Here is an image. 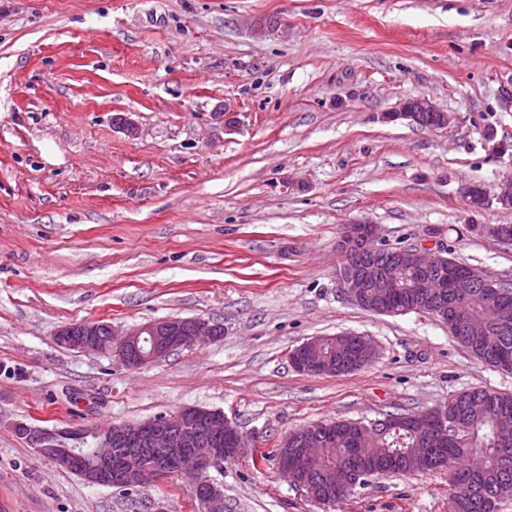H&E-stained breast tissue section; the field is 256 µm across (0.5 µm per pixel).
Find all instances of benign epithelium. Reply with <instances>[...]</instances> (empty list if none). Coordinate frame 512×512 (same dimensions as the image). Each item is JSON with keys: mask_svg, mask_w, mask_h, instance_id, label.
<instances>
[{"mask_svg": "<svg viewBox=\"0 0 512 512\" xmlns=\"http://www.w3.org/2000/svg\"><path fill=\"white\" fill-rule=\"evenodd\" d=\"M429 112L434 116L431 127L444 128L452 121L451 114L439 109L427 97L418 96L405 100L397 112H389L386 119L390 122L397 120H416V113ZM496 202L503 208H512V178H504L495 195ZM364 250L384 247V240L378 236L377 226L366 221H358L350 226L338 243L342 255H348L353 248ZM448 253V246L444 244L433 248L418 245L400 246L395 250L400 262L414 266L418 276L412 287L420 289V293L431 295L435 291H442L452 285L454 287L464 282V279L455 271H450L451 279L442 278L432 280L427 277L429 269L439 264L443 255ZM340 282L347 295L356 303H363L358 288L357 279L346 271L340 272ZM166 336L168 341L161 344L152 343L141 352L139 343L148 338ZM214 324L201 317L193 318H166L147 324L135 326L119 334L108 325L106 335H101L99 323L89 321L81 324L79 335H74L71 325H65L56 334V341L64 348L77 349L83 352L106 353L130 369L142 365L159 362L169 356L171 346L177 344L183 348L214 342ZM203 409L199 407H185L173 416L166 419V425L161 426L156 421H143L138 423L114 424L102 433L94 435V448L96 457L101 466L86 471L82 477L90 484H105L109 481V472L106 464L112 458V446L121 440L135 444L131 453L137 459H146V467L133 465L126 470L124 482L129 487L142 488L156 481L158 475L174 468L181 475L193 482L196 490L203 486L211 488L204 493L208 512H224V497L214 490V482L210 477V470L220 469L227 460L235 459L243 454L245 443L238 438L234 448H206L192 431V425L200 416ZM33 437L32 445L37 452L48 458L61 468L71 465L72 457L58 451L63 440L77 438L79 434L75 429L62 430L42 429L29 427ZM305 459L315 453L313 448L288 449V443L282 444V451L277 461V469L288 476L291 482H297L295 469L288 464V454Z\"/></svg>", "mask_w": 512, "mask_h": 512, "instance_id": "benign-epithelium-1", "label": "benign epithelium"}]
</instances>
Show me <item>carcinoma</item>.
I'll list each match as a JSON object with an SVG mask.
<instances>
[{"instance_id":"carcinoma-1","label":"carcinoma","mask_w":512,"mask_h":512,"mask_svg":"<svg viewBox=\"0 0 512 512\" xmlns=\"http://www.w3.org/2000/svg\"><path fill=\"white\" fill-rule=\"evenodd\" d=\"M394 261V248H383L346 259L350 268L364 265L383 268ZM377 296L379 314H395L418 306L416 289L388 290L385 281L370 280L364 288ZM434 307L453 310L462 319L452 336L479 361L502 370H512V283L500 284V295H490L476 281L469 288H448L429 297ZM357 338L332 340L312 351V375H328L336 360L347 355L357 360ZM462 402L459 419L448 425V438L434 436L430 412L415 413V421L404 424L396 414L388 430L365 429L359 421L323 423L317 430H297L296 444L317 441L321 458L303 466L302 481L318 484L341 501L349 493L336 489V471L341 468L365 473L364 481L380 475L421 473L448 463L452 486V512H498L494 492L504 480L512 481V394L472 388L457 394ZM127 456L120 449L112 454L110 487L129 490L123 481Z\"/></svg>"}]
</instances>
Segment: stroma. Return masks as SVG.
Instances as JSON below:
<instances>
[{
	"label": "stroma",
	"mask_w": 512,
	"mask_h": 512,
	"mask_svg": "<svg viewBox=\"0 0 512 512\" xmlns=\"http://www.w3.org/2000/svg\"><path fill=\"white\" fill-rule=\"evenodd\" d=\"M258 18L275 24L255 34ZM421 95L448 127L386 120ZM502 143L512 0H0V512H205L183 476L93 486L12 428L96 432L194 406L251 448L210 472L224 512H448L444 471L381 476L325 508L255 454L321 421L512 392V372L435 317L352 301L336 250L365 220L390 245L444 243L512 279V246L466 230L512 210L476 214L460 193L496 194ZM169 317L224 334L136 370L55 342L65 325ZM341 332L375 358L292 368L303 342Z\"/></svg>",
	"instance_id": "stroma-1"
}]
</instances>
